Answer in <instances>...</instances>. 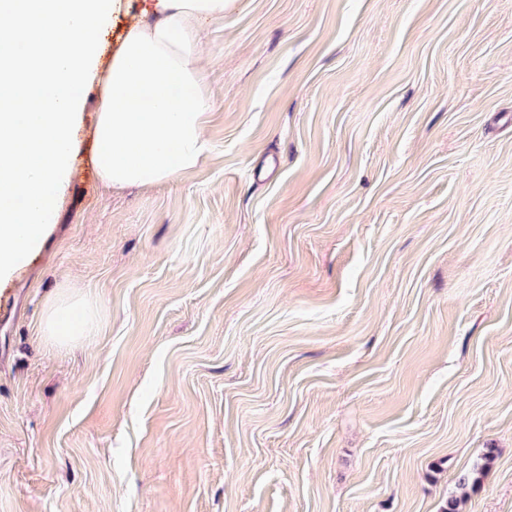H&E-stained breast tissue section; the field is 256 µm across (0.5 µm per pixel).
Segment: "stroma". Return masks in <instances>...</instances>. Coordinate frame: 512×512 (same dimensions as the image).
<instances>
[{
  "label": "stroma",
  "instance_id": "35a3bbf8",
  "mask_svg": "<svg viewBox=\"0 0 512 512\" xmlns=\"http://www.w3.org/2000/svg\"><path fill=\"white\" fill-rule=\"evenodd\" d=\"M200 55L199 166L104 187L90 88L0 282V512H512V0H236ZM93 307L90 300L75 294H60L46 309L43 330L59 345H71L92 329Z\"/></svg>",
  "mask_w": 512,
  "mask_h": 512
}]
</instances>
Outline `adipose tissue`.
Returning a JSON list of instances; mask_svg holds the SVG:
<instances>
[{"instance_id":"obj_1","label":"adipose tissue","mask_w":512,"mask_h":512,"mask_svg":"<svg viewBox=\"0 0 512 512\" xmlns=\"http://www.w3.org/2000/svg\"><path fill=\"white\" fill-rule=\"evenodd\" d=\"M233 0H142L101 68L98 35L122 0H0V278L38 248L71 174L83 89L101 84L93 165L112 188L151 186L196 168L208 97L201 26ZM90 300L62 294L43 330L71 345L92 329Z\"/></svg>"}]
</instances>
